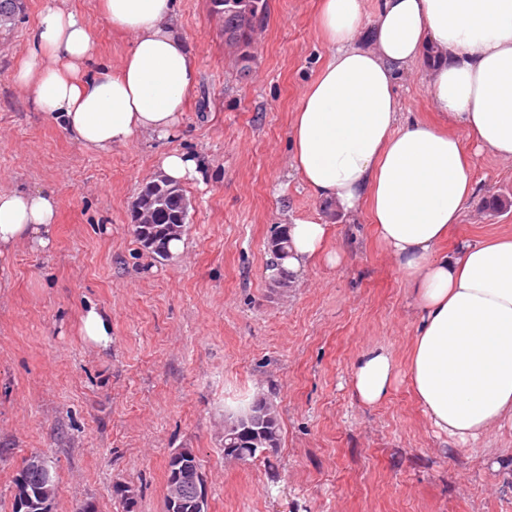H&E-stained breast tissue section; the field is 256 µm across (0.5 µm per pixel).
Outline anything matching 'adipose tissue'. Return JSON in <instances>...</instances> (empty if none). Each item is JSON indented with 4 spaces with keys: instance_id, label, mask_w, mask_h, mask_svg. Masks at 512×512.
Here are the masks:
<instances>
[{
    "instance_id": "ef3b65f1",
    "label": "adipose tissue",
    "mask_w": 512,
    "mask_h": 512,
    "mask_svg": "<svg viewBox=\"0 0 512 512\" xmlns=\"http://www.w3.org/2000/svg\"><path fill=\"white\" fill-rule=\"evenodd\" d=\"M63 2L46 0L16 74L36 109L100 153L172 135L199 82L174 0H101L112 27L133 36L115 70L95 65L88 28ZM318 26L330 58L294 110L293 166L313 197L368 213L420 316L405 368L370 349L353 388L375 406L406 374L430 425L464 444L512 428V237L438 249L476 191L459 131L512 158V0H381L369 24L361 0H322ZM430 47L438 125L405 119L396 94ZM57 209L52 194L0 190V255L50 248ZM286 230L295 274L324 252L328 226L298 219Z\"/></svg>"
}]
</instances>
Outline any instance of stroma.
Returning a JSON list of instances; mask_svg holds the SVG:
<instances>
[{
  "mask_svg": "<svg viewBox=\"0 0 512 512\" xmlns=\"http://www.w3.org/2000/svg\"><path fill=\"white\" fill-rule=\"evenodd\" d=\"M45 0H25L0 35V189L53 193L50 251L0 257V512L25 458H47L55 512L94 502L97 512H163L166 465L194 451L208 512H512V430L477 447L439 434L406 377L377 406L355 396L351 367L385 346L405 365L418 317L368 215H340L311 196L292 166L290 124L306 85L329 58L319 0H268L265 26L242 70L209 0H175L174 22L200 72L173 137L138 136L99 154L36 111L15 81ZM100 0H66L85 22L98 62L119 68L130 34L112 28ZM417 63L396 84L404 112L432 121ZM464 148L476 195L444 243L512 237V159ZM205 163L185 184L179 258L160 259L133 233L131 207L166 152ZM321 217L326 258L268 286L266 244L276 227ZM110 317L111 341L83 336L89 307ZM279 412L274 463L224 461V420L256 398ZM128 486L132 503L114 495Z\"/></svg>",
  "mask_w": 512,
  "mask_h": 512,
  "instance_id": "stroma-1",
  "label": "stroma"
}]
</instances>
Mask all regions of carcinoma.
Returning <instances> with one entry per match:
<instances>
[{
	"instance_id": "obj_1",
	"label": "carcinoma",
	"mask_w": 512,
	"mask_h": 512,
	"mask_svg": "<svg viewBox=\"0 0 512 512\" xmlns=\"http://www.w3.org/2000/svg\"><path fill=\"white\" fill-rule=\"evenodd\" d=\"M212 13L222 22L224 43L239 52L243 70L252 61L251 46L267 19V0H210ZM25 11V0H0V33L10 31ZM187 219L186 196L178 184L159 178L155 184H146L139 192L131 210V223L136 236L144 240L149 235L158 237L159 250L151 251L158 257L168 256L169 224H184ZM266 408L265 429L269 434L270 454L280 446V426L276 406L265 398H258Z\"/></svg>"
}]
</instances>
